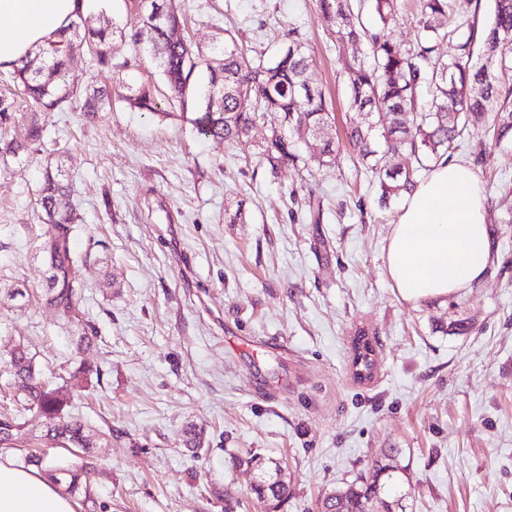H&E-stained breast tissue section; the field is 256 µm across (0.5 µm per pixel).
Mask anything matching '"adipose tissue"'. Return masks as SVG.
<instances>
[{
    "mask_svg": "<svg viewBox=\"0 0 512 512\" xmlns=\"http://www.w3.org/2000/svg\"><path fill=\"white\" fill-rule=\"evenodd\" d=\"M98 0H0V70L56 41ZM485 194L467 165L438 163L408 194L386 247L387 269L409 302L443 299L482 281L494 263ZM35 469L0 459V512H77Z\"/></svg>",
    "mask_w": 512,
    "mask_h": 512,
    "instance_id": "obj_1",
    "label": "adipose tissue"
}]
</instances>
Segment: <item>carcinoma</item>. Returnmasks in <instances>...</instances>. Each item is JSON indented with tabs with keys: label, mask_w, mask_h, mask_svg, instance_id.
<instances>
[{
	"label": "carcinoma",
	"mask_w": 512,
	"mask_h": 512,
	"mask_svg": "<svg viewBox=\"0 0 512 512\" xmlns=\"http://www.w3.org/2000/svg\"><path fill=\"white\" fill-rule=\"evenodd\" d=\"M363 2L315 0L319 18L336 34L337 62L347 77L349 107L362 115V120L348 126L346 144L368 163L382 200L411 192L421 172L452 157L474 118H490L496 140L512 137V83L504 79L512 72V0H493L492 18L482 26L478 15L459 11L457 0H417L419 28L405 47L385 27L363 24ZM181 26L179 15L151 0V12L133 39L136 44L149 43L157 52L171 101L186 103L194 96V74L198 70L206 73V91L191 118L200 135L231 142L249 136L264 113L280 112L281 127L263 137L262 161L273 171L300 162L329 163L334 142L321 133L329 126L332 112L324 94L307 81L312 49L297 30H291L294 38L288 48L265 65L255 63L227 29L222 44L207 52L195 51L175 38ZM106 38L105 28H89L82 38L91 61L103 67L111 65ZM444 41L455 46V55L446 60L438 53ZM361 42L368 46L364 56L346 55L348 47ZM79 51L80 46L69 39L54 41L37 58L13 69L17 92L0 94V129L13 131L11 137L0 140L1 164L40 152L46 134L41 117L71 110L81 100L84 115L93 118L110 103L107 93L90 90L83 76L75 73ZM123 100L132 109L161 111L157 94L145 86L130 91ZM299 142L310 145L309 156L297 153ZM390 155L400 158L398 166L388 167ZM70 192L69 177L61 166L46 164L38 193L49 231L41 245L48 268L43 300L68 324L74 323L81 291L74 276L76 256L70 247L80 216L58 208ZM8 346L3 364L9 367L17 406L12 416L0 419V448L22 447L30 412L44 419V439L90 453L91 430L68 407L73 393L83 388V380L91 374L100 380L103 371L82 364L66 377L46 380L29 344L12 337ZM373 354L372 342L365 334H357L352 367L358 378H363L362 370L371 369ZM399 456L398 449H389L375 460L372 480L359 477L329 493L322 500L321 512H377L388 501L403 495L411 498ZM24 460L44 471L63 494L94 502L93 487L82 479L83 470L45 455L28 453ZM233 464L258 471L260 478L251 487L258 501L288 496L284 477L276 476L269 483L262 454L250 452L234 458Z\"/></svg>",
	"instance_id": "carcinoma-1"
}]
</instances>
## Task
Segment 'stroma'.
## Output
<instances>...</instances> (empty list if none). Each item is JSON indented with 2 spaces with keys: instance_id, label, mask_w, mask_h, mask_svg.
<instances>
[{
  "instance_id": "stroma-1",
  "label": "stroma",
  "mask_w": 512,
  "mask_h": 512,
  "mask_svg": "<svg viewBox=\"0 0 512 512\" xmlns=\"http://www.w3.org/2000/svg\"><path fill=\"white\" fill-rule=\"evenodd\" d=\"M193 44L233 29L267 62L297 28L313 49L307 73L333 105L330 137L350 118L336 71V38L314 0H167ZM148 0H115L112 64H84L94 86H162L132 35ZM163 117L113 100L96 119L47 118L40 161L0 170V287L21 278L30 295L0 300V337L21 336L41 364L66 374L88 362L70 411L111 427L94 455L51 454L86 470L94 500L78 512H265L248 490L255 451L288 469L276 512H318L327 493L369 474L401 449L413 512H512V140L469 125L454 152L487 197L493 273L445 299L411 303L392 286L385 247L400 200L382 203L346 147L334 164L270 170L259 142L278 114L234 143L199 136L193 104ZM62 162L83 222L71 241L87 256L77 275L91 348L42 301L45 230L37 204L41 160ZM241 220H234V213ZM114 281L104 291V275ZM465 322L462 332L452 321ZM366 331L372 376L352 373L351 341ZM203 436L201 449L184 432Z\"/></svg>"
}]
</instances>
